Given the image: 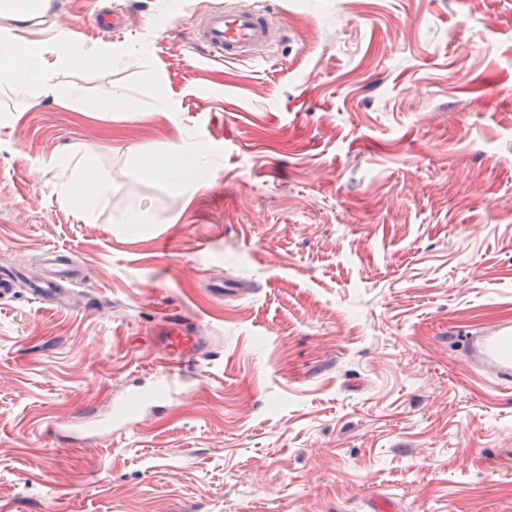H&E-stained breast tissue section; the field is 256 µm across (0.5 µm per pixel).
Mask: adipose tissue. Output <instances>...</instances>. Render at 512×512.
Listing matches in <instances>:
<instances>
[{"label": "adipose tissue", "instance_id": "adipose-tissue-1", "mask_svg": "<svg viewBox=\"0 0 512 512\" xmlns=\"http://www.w3.org/2000/svg\"><path fill=\"white\" fill-rule=\"evenodd\" d=\"M56 59L47 62L40 47L33 42L17 43L0 39V88H23L45 98H64L74 102L82 111L109 113L133 106L131 96L122 89L113 90L105 97L87 96L81 87H63L56 81L57 68L72 70L111 69L124 56L147 59V44L135 43L120 47L103 46L88 49L75 44L66 33L55 36ZM65 178L59 185L64 200L82 214L85 220H96L107 206L112 194V183L105 179L90 152L73 153L59 159ZM213 161L201 144L185 141L169 145L160 154H136V173L143 179L165 184L171 190L183 191L190 175L212 166Z\"/></svg>", "mask_w": 512, "mask_h": 512}]
</instances>
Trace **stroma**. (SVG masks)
Listing matches in <instances>:
<instances>
[{
	"label": "stroma",
	"mask_w": 512,
	"mask_h": 512,
	"mask_svg": "<svg viewBox=\"0 0 512 512\" xmlns=\"http://www.w3.org/2000/svg\"><path fill=\"white\" fill-rule=\"evenodd\" d=\"M233 1L277 22L264 59L198 42ZM104 6L124 28L89 26ZM60 31L150 55L57 74L132 112L0 92V272L25 276L0 297V512H512V388L448 342L512 319V0H63L10 29L50 61ZM182 140L216 172L138 178L132 152ZM85 149L112 179L92 224L48 164ZM53 252L82 276H55L66 308L25 284ZM173 309L211 340L191 391L75 441L160 371Z\"/></svg>",
	"instance_id": "35a3bbf8"
}]
</instances>
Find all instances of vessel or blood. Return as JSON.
<instances>
[{
    "label": "vessel or blood",
    "mask_w": 512,
    "mask_h": 512,
    "mask_svg": "<svg viewBox=\"0 0 512 512\" xmlns=\"http://www.w3.org/2000/svg\"><path fill=\"white\" fill-rule=\"evenodd\" d=\"M280 29L265 12L243 7H228L210 12L199 24L198 39L215 58L237 60L255 55L274 45ZM154 346L162 353L164 368L158 385L128 393L117 405L105 428L113 432L129 429L132 417L128 406L142 408L182 391L184 370L210 353V339L181 314H166L152 333ZM465 346L473 364L490 372L504 385L512 384V323L466 337Z\"/></svg>",
    "instance_id": "1"
}]
</instances>
